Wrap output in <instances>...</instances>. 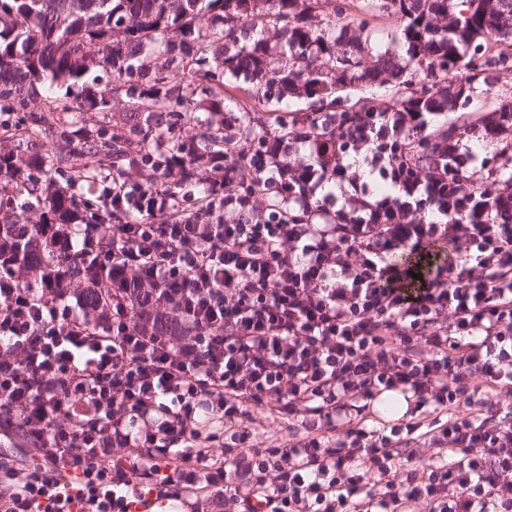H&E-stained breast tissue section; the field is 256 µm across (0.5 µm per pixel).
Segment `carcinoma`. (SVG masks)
Returning <instances> with one entry per match:
<instances>
[{"label":"carcinoma","instance_id":"carcinoma-1","mask_svg":"<svg viewBox=\"0 0 512 512\" xmlns=\"http://www.w3.org/2000/svg\"><path fill=\"white\" fill-rule=\"evenodd\" d=\"M249 0H0V113L19 112L0 122V185L16 205L0 207V226L26 224V213L42 210V223L66 224L80 209L86 223L135 224L136 215L114 211L102 198L78 193L83 184L116 182L137 173L152 183L165 179L175 192V175L160 170L165 157L204 163L208 152L224 150V122L196 112L224 111V76L243 73L256 91L241 110L250 113L231 138L246 147L259 136L262 112L289 84L303 89L307 112H374L349 96L366 80L363 57L368 23L358 28L318 19L322 0H262L268 22L281 29L288 50L242 42ZM375 8L403 22L408 58L396 73L397 96L387 112L431 111L448 97L465 106L477 85L491 88L497 73L512 67V52L496 43L512 37V0H376ZM346 49L336 54V37ZM164 45L152 61L139 49ZM103 64L112 80L97 91L93 114L76 133L64 121L52 133L50 153H36L42 117L27 99L46 78L78 81ZM49 111L82 113V93ZM188 126L191 134L171 137L155 117ZM89 305L112 303V277L84 289Z\"/></svg>","mask_w":512,"mask_h":512}]
</instances>
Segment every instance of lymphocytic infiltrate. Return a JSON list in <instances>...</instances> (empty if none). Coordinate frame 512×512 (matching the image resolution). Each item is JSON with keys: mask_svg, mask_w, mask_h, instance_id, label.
Here are the masks:
<instances>
[{"mask_svg": "<svg viewBox=\"0 0 512 512\" xmlns=\"http://www.w3.org/2000/svg\"><path fill=\"white\" fill-rule=\"evenodd\" d=\"M291 118L170 160L180 195L125 178L108 197L139 223L49 225L56 254L111 272V309L0 249V443L29 450L0 454V512H127L147 485L224 512H512V182L473 149L512 156V116L453 137L431 112ZM392 394L403 414L369 426ZM254 408L299 439L253 441Z\"/></svg>", "mask_w": 512, "mask_h": 512, "instance_id": "lymphocytic-infiltrate-1", "label": "lymphocytic infiltrate"}]
</instances>
